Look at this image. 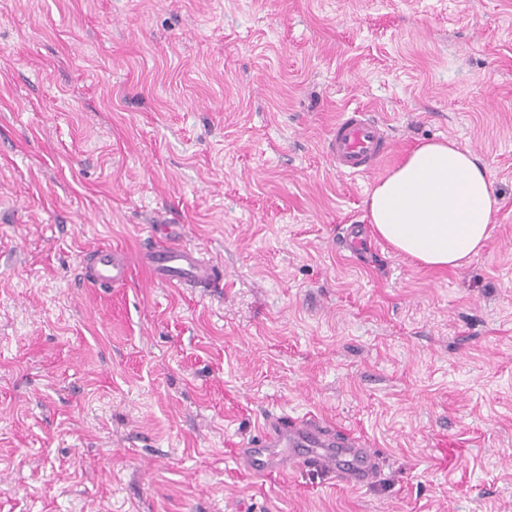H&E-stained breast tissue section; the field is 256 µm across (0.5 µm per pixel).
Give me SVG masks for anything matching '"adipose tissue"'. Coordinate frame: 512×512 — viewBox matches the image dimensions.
<instances>
[{
  "mask_svg": "<svg viewBox=\"0 0 512 512\" xmlns=\"http://www.w3.org/2000/svg\"><path fill=\"white\" fill-rule=\"evenodd\" d=\"M367 204L377 237L422 266L456 270L485 245L500 201L487 167L448 140L410 150Z\"/></svg>",
  "mask_w": 512,
  "mask_h": 512,
  "instance_id": "adipose-tissue-1",
  "label": "adipose tissue"
}]
</instances>
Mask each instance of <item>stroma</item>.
<instances>
[{
  "label": "stroma",
  "instance_id": "obj_1",
  "mask_svg": "<svg viewBox=\"0 0 512 512\" xmlns=\"http://www.w3.org/2000/svg\"><path fill=\"white\" fill-rule=\"evenodd\" d=\"M353 107L395 142L368 175L326 154ZM443 139L500 198L482 252L337 247ZM163 224L221 294L152 278ZM281 413L380 480L239 469ZM0 512H512V0H0ZM88 274L93 285L116 288L128 282L131 267L120 249L101 246L91 252Z\"/></svg>",
  "mask_w": 512,
  "mask_h": 512
}]
</instances>
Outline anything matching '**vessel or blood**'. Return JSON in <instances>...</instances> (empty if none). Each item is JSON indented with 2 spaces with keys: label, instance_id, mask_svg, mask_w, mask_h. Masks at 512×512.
<instances>
[{
  "label": "vessel or blood",
  "instance_id": "obj_1",
  "mask_svg": "<svg viewBox=\"0 0 512 512\" xmlns=\"http://www.w3.org/2000/svg\"><path fill=\"white\" fill-rule=\"evenodd\" d=\"M327 154L337 172L348 176L373 173L392 149L386 126L366 109H347L333 125ZM142 262L155 278L178 288H214L217 268L190 245L156 242L146 247ZM89 279L100 288L128 282L130 263L120 249L101 246L92 251ZM237 460L254 475L291 470L322 473L352 488L373 484L382 473L374 449L356 444L342 430L313 415H270L264 418Z\"/></svg>",
  "mask_w": 512,
  "mask_h": 512
}]
</instances>
